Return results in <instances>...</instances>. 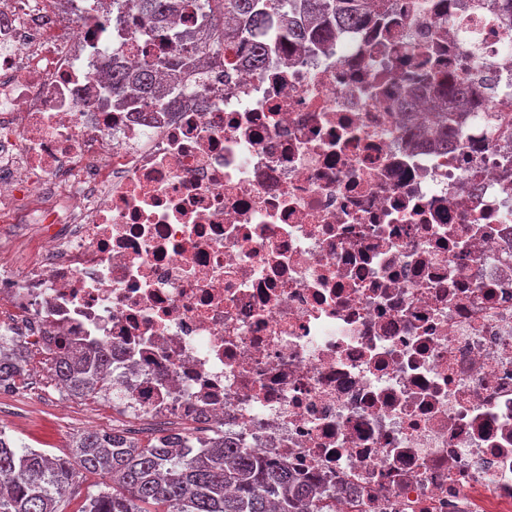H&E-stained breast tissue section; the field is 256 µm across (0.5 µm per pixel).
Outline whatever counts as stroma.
Instances as JSON below:
<instances>
[{"mask_svg":"<svg viewBox=\"0 0 512 512\" xmlns=\"http://www.w3.org/2000/svg\"><path fill=\"white\" fill-rule=\"evenodd\" d=\"M0 417L5 432L17 446L74 458L76 437L87 428L108 432L129 429L139 443H147L158 424L149 419L126 418L109 412L95 396L59 392L48 367L29 370L24 389L0 390Z\"/></svg>","mask_w":512,"mask_h":512,"instance_id":"1","label":"stroma"}]
</instances>
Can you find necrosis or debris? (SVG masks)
Returning a JSON list of instances; mask_svg holds the SVG:
<instances>
[{
	"instance_id": "1",
	"label": "necrosis or debris",
	"mask_w": 512,
	"mask_h": 512,
	"mask_svg": "<svg viewBox=\"0 0 512 512\" xmlns=\"http://www.w3.org/2000/svg\"><path fill=\"white\" fill-rule=\"evenodd\" d=\"M268 61L207 60L206 108L115 110L104 70L174 52L112 0H0V335L111 353L113 411L283 461L311 512H512V43L500 0ZM469 79L450 108L437 87ZM414 107H406L407 99ZM457 114L448 148L421 138Z\"/></svg>"
}]
</instances>
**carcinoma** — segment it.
Returning a JSON list of instances; mask_svg holds the SVG:
<instances>
[{
  "mask_svg": "<svg viewBox=\"0 0 512 512\" xmlns=\"http://www.w3.org/2000/svg\"><path fill=\"white\" fill-rule=\"evenodd\" d=\"M142 30L161 36L180 11L199 13V37L171 58L156 57L137 68L112 67V103L124 106L133 99L154 109L171 102V95L190 79L199 86L201 102L209 98V81L196 69L200 54L223 56L245 50L247 64L263 68L266 49L246 44V36L267 30L274 16L282 18V33L290 43L323 42L341 27H365L375 21L370 0H299L303 20L288 17L289 0H133ZM165 70V79L157 77ZM470 83L448 86V101L473 96ZM454 115H447L435 144L443 149L454 135ZM29 349L0 339V388L16 386L27 375ZM109 350L99 347L85 358L68 351L54 357L55 380L72 395H89L104 381ZM188 433L164 428L145 445L123 429L87 432L75 445L77 461L50 457L34 449L19 452L0 429V475L11 477L0 490V512H59L60 499L74 482L76 467L112 476V491L85 500L80 512H145L143 505L161 503L166 512H310L312 490L288 465L272 455L235 447L217 435L209 447L186 446Z\"/></svg>",
  "mask_w": 512,
  "mask_h": 512,
  "instance_id": "cac0c4a2",
  "label": "carcinoma"
}]
</instances>
